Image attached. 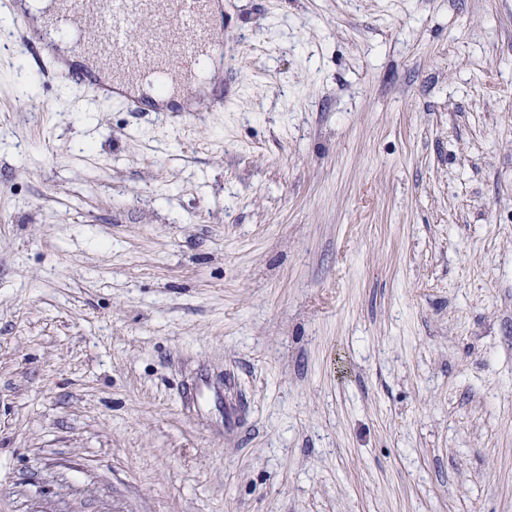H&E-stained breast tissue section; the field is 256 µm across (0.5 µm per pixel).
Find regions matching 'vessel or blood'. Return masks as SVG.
I'll use <instances>...</instances> for the list:
<instances>
[{
	"mask_svg": "<svg viewBox=\"0 0 512 512\" xmlns=\"http://www.w3.org/2000/svg\"><path fill=\"white\" fill-rule=\"evenodd\" d=\"M52 29L103 27V41H83L89 58L107 68L112 85L102 100L129 99L134 85L150 81L193 97L202 58H217L223 40L216 22L221 0H54Z\"/></svg>",
	"mask_w": 512,
	"mask_h": 512,
	"instance_id": "b4317fda",
	"label": "vessel or blood"
}]
</instances>
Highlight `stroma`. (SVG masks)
I'll list each match as a JSON object with an SVG mask.
<instances>
[{
	"instance_id": "obj_1",
	"label": "stroma",
	"mask_w": 512,
	"mask_h": 512,
	"mask_svg": "<svg viewBox=\"0 0 512 512\" xmlns=\"http://www.w3.org/2000/svg\"><path fill=\"white\" fill-rule=\"evenodd\" d=\"M1 15L0 512H512V0H223L189 112Z\"/></svg>"
}]
</instances>
